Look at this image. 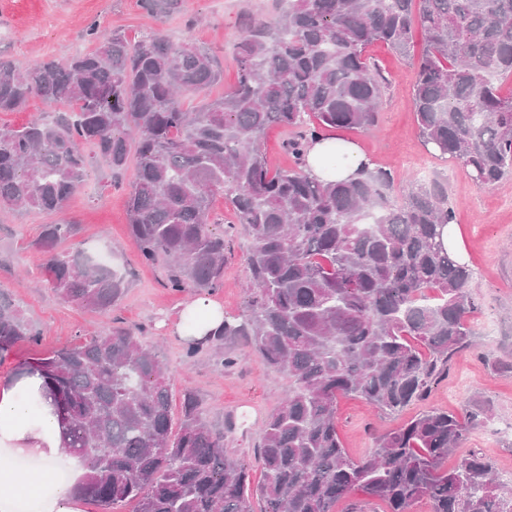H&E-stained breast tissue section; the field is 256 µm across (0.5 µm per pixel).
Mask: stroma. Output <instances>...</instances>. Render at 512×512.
I'll return each mask as SVG.
<instances>
[{
    "label": "stroma",
    "instance_id": "1",
    "mask_svg": "<svg viewBox=\"0 0 512 512\" xmlns=\"http://www.w3.org/2000/svg\"><path fill=\"white\" fill-rule=\"evenodd\" d=\"M246 13L272 19L277 10L274 0H185L183 12L157 19L148 16L138 0H0V54L21 65L46 58L67 61L93 49L85 34L92 22L131 39L156 31L170 41L190 39L216 53L224 79L207 95L217 99L236 82L234 46ZM367 55L388 79L379 120L369 129L340 130L339 136L357 144L373 165L390 170L396 185L416 178L420 167L428 177L447 176L448 204L456 213L464 260L473 272L470 286L476 309L471 320L477 334L470 348L452 358L447 377L401 417L386 416L360 399L340 398V439L351 456L359 457L373 448V433L396 427L423 410L438 408L465 418L483 405L492 411L489 423L469 433L448 461L456 463L476 451L492 461L497 473L512 472V374H500L489 366L493 360L512 361V177L484 187L459 161L427 149L413 111L415 65L381 43L369 47ZM128 183V178H113L105 167H92L60 214L74 225L73 243L92 252L105 251L126 281L123 297L108 312L65 302L47 287L34 242L42 225L51 223V216L0 211V290L41 332L37 343H18L0 358V388L14 386L16 371L35 358L105 327H124L157 347L169 370L173 401H180L184 390L199 392L210 421L223 429L227 448L255 465L265 420L278 406L288 382L241 342L224 347L238 358L231 368L207 354L186 358L184 310L196 294L170 291L161 268L139 263L129 235ZM211 220L213 231L228 241L230 254L224 264V286L210 298L233 319L245 306L244 255L249 240L223 195L212 199Z\"/></svg>",
    "mask_w": 512,
    "mask_h": 512
}]
</instances>
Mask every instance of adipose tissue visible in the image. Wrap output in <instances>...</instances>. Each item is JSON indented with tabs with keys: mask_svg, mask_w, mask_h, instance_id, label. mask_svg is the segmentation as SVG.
I'll list each match as a JSON object with an SVG mask.
<instances>
[{
	"mask_svg": "<svg viewBox=\"0 0 512 512\" xmlns=\"http://www.w3.org/2000/svg\"><path fill=\"white\" fill-rule=\"evenodd\" d=\"M328 141L312 143L306 154V172L320 181L355 177L367 162L357 146H349L343 162L327 154ZM62 446L60 425L51 405L32 412L28 402L19 399L14 388L0 390V447L18 456H35L44 471H51Z\"/></svg>",
	"mask_w": 512,
	"mask_h": 512,
	"instance_id": "ef3b65f1",
	"label": "adipose tissue"
}]
</instances>
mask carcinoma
Segmentation results:
<instances>
[{
    "instance_id": "obj_1",
    "label": "carcinoma",
    "mask_w": 512,
    "mask_h": 512,
    "mask_svg": "<svg viewBox=\"0 0 512 512\" xmlns=\"http://www.w3.org/2000/svg\"><path fill=\"white\" fill-rule=\"evenodd\" d=\"M183 0H139L163 16ZM274 21L246 16L235 87L185 107L222 77L209 49L152 32L131 40L93 22V50L67 62L21 66L0 58V112L29 98L75 101L76 112L20 128L0 126V210L60 213L102 162L119 178L135 161L127 213L143 265L162 266L166 287L213 292L224 285V234L210 229V200L225 192L247 234L246 301L238 321L196 337L185 317V356L209 352L230 367L224 342L239 336L288 389L269 416L256 461L262 480L224 447L203 400L171 405L167 365L135 333L108 327L38 358L27 372L60 415L62 447L79 458L78 496L100 512H334L352 491L412 512H512L493 463L448 455L484 425L423 412L376 437L354 459L337 429V399L353 395L391 414L425 399L448 363L472 345V271L442 246L455 223L448 184L410 181L391 198V172L361 168L349 181L305 172L308 145L332 129L376 124L387 79L366 56L383 43L404 57L423 47L413 103L423 142L460 161L479 184L512 175V0H286ZM292 132L295 166L273 170L267 130ZM88 145L87 152L83 146ZM71 225L44 224L36 242L46 282L60 298L109 311L124 283L81 251L58 253ZM41 332L0 290V352Z\"/></svg>"
}]
</instances>
